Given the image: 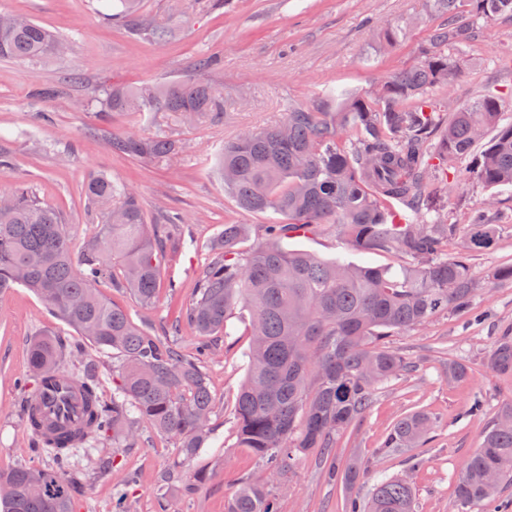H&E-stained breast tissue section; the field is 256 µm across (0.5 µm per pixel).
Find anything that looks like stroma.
<instances>
[{"mask_svg": "<svg viewBox=\"0 0 512 512\" xmlns=\"http://www.w3.org/2000/svg\"><path fill=\"white\" fill-rule=\"evenodd\" d=\"M0 12L33 18L66 44L62 54L42 63L0 60V152L13 160L12 169L0 173V192L27 184L63 213L78 254L92 241L99 221L83 191L89 175L102 173L129 185L148 217L181 213L185 221L174 229L161 257L156 304L143 308L130 294L109 288L104 294L137 325L187 355L194 353L198 339L175 318L212 259L210 242L225 225L244 224L249 231L240 247L250 249L262 242V226L271 220L267 214L241 212L225 192L214 170L225 141L275 123L292 104L335 111L337 95L371 91L390 73L420 64L432 31L443 21L426 10L424 0H231L221 11H190L179 38L156 46L102 20L90 0H0ZM386 23L399 29L391 44L381 34ZM475 27L474 39L448 50L458 67L451 87L431 88L428 96L448 113L492 95L501 101L503 122H511L512 21L479 18ZM206 56L221 61L202 75L224 89L223 122L190 125L173 112H113L102 122L87 104L103 86L197 77L195 62ZM46 84L55 85L54 98L37 96ZM116 132L168 136L183 142L185 150L165 162H139L113 152L110 139ZM475 165L472 154L449 163L454 188L438 201L446 223L466 224L474 210L484 207L496 227L493 245L468 258L480 286L471 309L436 314L417 330L386 338V346L407 357L414 369L378 387L364 418L337 435L333 456L308 455L292 469L266 472L251 451L237 447L232 409L251 342L249 317L242 314L233 319L230 338H215L206 364L216 411L213 434L200 457L174 475L175 441L156 434L148 423H140V437L129 447L104 436L94 450H78L70 460L81 475L73 491L74 512H112L113 483L123 477L128 512H158L156 492L164 481L178 512H224L241 482L258 473L280 496L282 512H342L346 491L329 479L328 469L352 460L363 472L357 496L367 497L380 478L408 473L417 512H452L466 458L481 444L497 408L512 401V377L486 365L498 338L512 336V280L495 277L512 264V189L484 186ZM284 245L357 265L399 263L390 254L357 251L327 227L285 239ZM39 334L54 335L68 346L60 362L67 372L85 362L99 363L105 375L102 393L112 394L110 354L78 336L26 288L0 294V471L53 464L23 424L28 347ZM452 361L468 367L465 381L449 380ZM477 399L484 411L474 415L469 407ZM417 409L434 422L429 439L417 448H385L396 420ZM200 469L207 478L198 483L194 474Z\"/></svg>", "mask_w": 512, "mask_h": 512, "instance_id": "1", "label": "stroma"}]
</instances>
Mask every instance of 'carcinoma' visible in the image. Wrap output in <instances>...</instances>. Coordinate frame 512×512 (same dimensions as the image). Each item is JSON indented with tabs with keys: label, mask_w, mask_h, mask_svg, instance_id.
Segmentation results:
<instances>
[{
	"label": "carcinoma",
	"mask_w": 512,
	"mask_h": 512,
	"mask_svg": "<svg viewBox=\"0 0 512 512\" xmlns=\"http://www.w3.org/2000/svg\"><path fill=\"white\" fill-rule=\"evenodd\" d=\"M196 0H171L168 16L141 22L140 0H97L95 13L139 39L164 46L179 36L173 22ZM447 21L434 29L424 60L387 76L372 94H344L336 112L291 106L283 120L224 142L218 164L224 190L237 207L280 219L265 226V241L236 248L243 225L226 224L221 245L199 273L181 318L202 339L229 336L228 321L249 314L252 343L233 412L236 445L272 470L293 467L310 452L329 456L336 435L366 414L377 387L413 365L383 344L397 331L423 326L443 310L468 308L478 293L465 253L486 249L495 228L484 215L461 229L447 224L433 199L448 188L438 170L469 154L484 132L497 130L481 151L477 177L488 187H512V123L500 125L502 105L484 96L440 123L428 89L452 84L457 67L445 49L473 36L470 14L488 21L512 18V0H426ZM62 43L39 22L0 14V59L38 62ZM104 121L112 112H174L192 121H224V92L215 84L183 79L136 88L110 87L94 97ZM112 149L154 162L182 151L163 136L112 134ZM88 203L102 209L96 243L75 257L63 214L23 183L0 195V293L23 286L65 324L102 352H112L117 378L112 397L101 392L99 366L83 365L80 383L87 421L78 444L136 438L139 422L172 437L177 463L204 448L215 409L211 380L201 366L210 349L185 357L135 324L128 311L100 294L123 288L143 307L153 305L166 225L148 222L138 195L105 174L85 185ZM329 224L361 252L393 254L408 263L354 266L287 249L282 240ZM463 234L465 252L450 258L448 240ZM28 362L34 384L25 406L38 409L36 392L48 371L58 370L59 343L33 339ZM501 375L512 374V336H502L486 358ZM431 430L427 413L400 418L385 447L415 448ZM361 477L355 462L336 472L353 490ZM512 484V402L496 412L479 448L458 476L456 508L498 499ZM0 512H73L72 480L59 469L19 466L0 472ZM411 482L378 481L366 499L347 500L345 512H415ZM225 512H281V503L259 476L247 478L225 503Z\"/></svg>",
	"instance_id": "1"
}]
</instances>
